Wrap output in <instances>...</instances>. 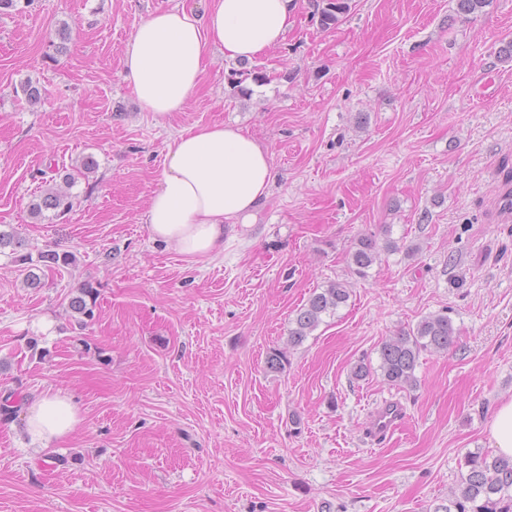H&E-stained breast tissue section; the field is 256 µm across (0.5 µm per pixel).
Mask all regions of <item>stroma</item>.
Returning <instances> with one entry per match:
<instances>
[{"label":"stroma","instance_id":"1","mask_svg":"<svg viewBox=\"0 0 512 512\" xmlns=\"http://www.w3.org/2000/svg\"><path fill=\"white\" fill-rule=\"evenodd\" d=\"M208 2L0 9V230L20 241L0 249V397L60 389L81 417L36 452L25 413L0 414V512H434L512 399V0L467 16L458 0H350L329 29L294 0L285 41L251 63L262 82L234 93L212 50L183 111H141L123 74L132 32ZM212 123L253 135L276 181L256 224L192 262L143 213L174 134ZM89 156L67 220L33 219L42 170ZM367 233L399 248L359 280L349 252ZM47 250L76 263L28 286L15 253ZM332 281L347 304L290 346L291 320ZM84 286L97 308L82 328L70 301ZM439 313L453 347L422 352L416 386L389 385L382 342ZM361 360L372 372L356 381ZM387 400L406 418L375 441Z\"/></svg>","mask_w":512,"mask_h":512}]
</instances>
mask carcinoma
<instances>
[{
  "label": "carcinoma",
  "instance_id": "1",
  "mask_svg": "<svg viewBox=\"0 0 512 512\" xmlns=\"http://www.w3.org/2000/svg\"><path fill=\"white\" fill-rule=\"evenodd\" d=\"M349 9L348 0H316L314 14L320 26L330 28ZM260 81L262 77L246 68L231 70L229 83L233 91L245 92L243 83L247 79ZM95 168L92 160H87L66 174L64 185L52 187L39 200L32 203V213L36 218H44L45 211H53V216L66 214L73 206L71 189L78 179ZM397 249L395 241L386 238L379 240L372 234L359 236L350 252L353 274L364 278L368 270L379 259L381 251ZM43 266L59 268L74 261V254L68 251H47L40 255ZM350 298V288L345 282H331L321 290H316L306 304L298 311L288 330V342L298 346L322 321V316L331 314L346 304ZM97 293L91 288L81 289L80 295L72 298L71 307L87 318L93 315ZM455 332L448 316L429 315L422 318L414 329L386 339L380 347L381 375L389 384L399 388L416 385L415 370L422 352L427 350L446 351L454 344ZM466 473L461 475L458 488L448 503L435 508V512H512V458L503 455H490L482 451L469 452L465 456Z\"/></svg>",
  "mask_w": 512,
  "mask_h": 512
}]
</instances>
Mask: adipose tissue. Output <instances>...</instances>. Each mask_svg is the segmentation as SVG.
Returning <instances> with one entry per match:
<instances>
[{
  "mask_svg": "<svg viewBox=\"0 0 512 512\" xmlns=\"http://www.w3.org/2000/svg\"><path fill=\"white\" fill-rule=\"evenodd\" d=\"M293 0H210L204 18L181 8L155 11L138 24L123 49L125 78L142 111L180 112L204 74L208 50L228 60H251L283 40ZM275 179L271 157L252 135L221 124L180 131L169 145L144 222L154 240L190 259L224 250L237 226H250ZM80 422L73 398L45 393L24 422L32 446L43 450Z\"/></svg>",
  "mask_w": 512,
  "mask_h": 512,
  "instance_id": "ef3b65f1",
  "label": "adipose tissue"
}]
</instances>
